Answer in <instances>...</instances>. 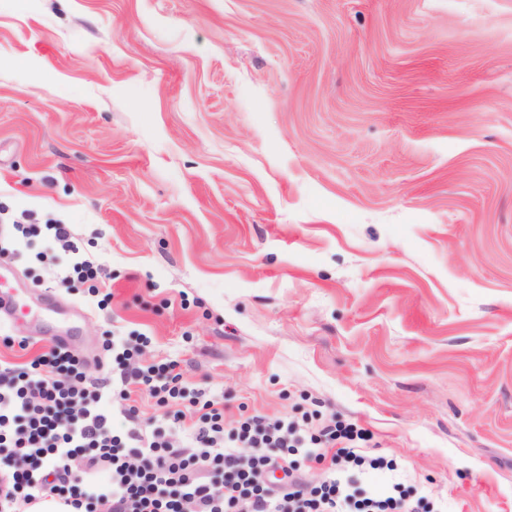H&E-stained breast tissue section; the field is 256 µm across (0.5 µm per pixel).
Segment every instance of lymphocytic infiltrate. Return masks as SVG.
Wrapping results in <instances>:
<instances>
[{"label":"lymphocytic infiltrate","instance_id":"f902f5d3","mask_svg":"<svg viewBox=\"0 0 512 512\" xmlns=\"http://www.w3.org/2000/svg\"><path fill=\"white\" fill-rule=\"evenodd\" d=\"M68 253L65 283L95 284L104 265L79 256L68 225L50 227ZM124 386L87 379L84 365L59 346L24 366L0 361V512H18L47 495L70 498L76 512H419L420 500L399 485L378 493L354 486L351 470L380 469L366 454L364 430L352 424L307 431L299 421L255 415L224 422L215 397L187 398L177 362L143 364L139 346L109 343ZM154 398L161 425L142 424L132 391ZM119 404L130 421L114 432L104 403ZM331 459L327 480L314 485L294 474L292 458ZM285 479L272 485L269 473ZM107 471L108 485L91 473Z\"/></svg>","mask_w":512,"mask_h":512}]
</instances>
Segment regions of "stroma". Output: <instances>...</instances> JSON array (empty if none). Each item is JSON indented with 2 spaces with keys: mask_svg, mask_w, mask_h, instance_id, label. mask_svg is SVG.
<instances>
[{
  "mask_svg": "<svg viewBox=\"0 0 512 512\" xmlns=\"http://www.w3.org/2000/svg\"><path fill=\"white\" fill-rule=\"evenodd\" d=\"M0 221V335L146 336L226 424L354 422L367 489L512 512V0H0ZM48 230L51 231L53 240L69 255L66 271L63 275H60V281L65 283H91L89 286L91 292L99 291L96 283L107 276L104 265H94L92 262L78 256L79 249L72 240L68 225L51 224Z\"/></svg>",
  "mask_w": 512,
  "mask_h": 512,
  "instance_id": "stroma-1",
  "label": "stroma"
}]
</instances>
